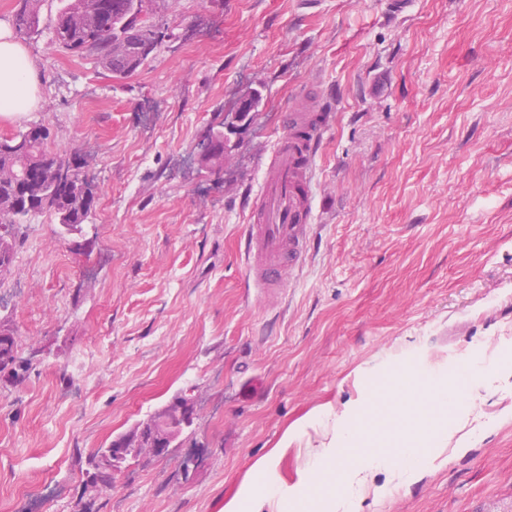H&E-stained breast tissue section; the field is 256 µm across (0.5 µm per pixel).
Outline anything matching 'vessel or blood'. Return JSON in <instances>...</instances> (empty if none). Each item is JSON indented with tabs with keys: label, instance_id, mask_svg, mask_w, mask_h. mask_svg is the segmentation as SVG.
Instances as JSON below:
<instances>
[{
	"label": "vessel or blood",
	"instance_id": "b4317fda",
	"mask_svg": "<svg viewBox=\"0 0 512 512\" xmlns=\"http://www.w3.org/2000/svg\"><path fill=\"white\" fill-rule=\"evenodd\" d=\"M316 109L314 99L298 93L288 107V128L262 166L245 227L244 257L248 281L255 287L281 291L289 268L303 260L313 220L315 159L324 139L323 129L311 119Z\"/></svg>",
	"mask_w": 512,
	"mask_h": 512
}]
</instances>
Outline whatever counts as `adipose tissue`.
Masks as SVG:
<instances>
[{"mask_svg":"<svg viewBox=\"0 0 512 512\" xmlns=\"http://www.w3.org/2000/svg\"><path fill=\"white\" fill-rule=\"evenodd\" d=\"M39 104L38 76L27 48L0 24V116L34 111Z\"/></svg>","mask_w":512,"mask_h":512,"instance_id":"adipose-tissue-1","label":"adipose tissue"}]
</instances>
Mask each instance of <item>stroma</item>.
<instances>
[{
  "label": "stroma",
  "mask_w": 512,
  "mask_h": 512,
  "mask_svg": "<svg viewBox=\"0 0 512 512\" xmlns=\"http://www.w3.org/2000/svg\"><path fill=\"white\" fill-rule=\"evenodd\" d=\"M155 0L166 38L132 76L23 37L53 149L100 187L86 256L54 217L21 224L0 321L40 355L0 374V512H77L80 460L192 391L178 445L141 457L100 512H220L284 432L360 399L381 367L494 370L474 439L360 512H512V0ZM323 98L308 248L286 288L247 284L245 197L299 85ZM258 94L220 173L198 144ZM84 354L83 380L70 365ZM198 457L192 471L186 455Z\"/></svg>",
  "instance_id": "stroma-1"
}]
</instances>
